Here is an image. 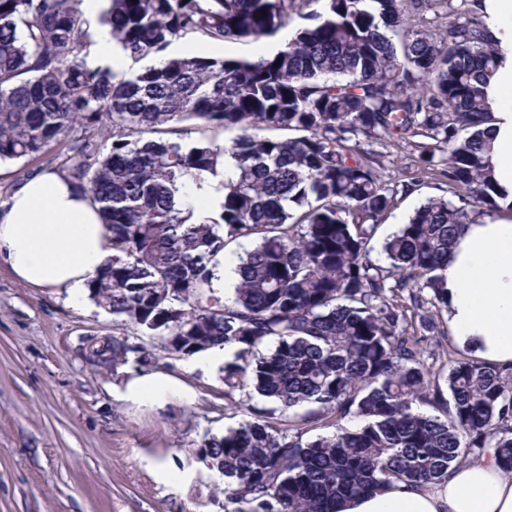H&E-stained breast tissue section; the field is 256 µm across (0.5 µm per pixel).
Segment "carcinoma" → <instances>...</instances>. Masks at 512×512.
<instances>
[{"mask_svg":"<svg viewBox=\"0 0 512 512\" xmlns=\"http://www.w3.org/2000/svg\"><path fill=\"white\" fill-rule=\"evenodd\" d=\"M108 2L92 19L73 0H0V161L66 147L112 232L93 295L112 289V315L164 337L172 354L194 355L173 336L234 351L224 396L246 420L203 453L224 471V512H336L384 485L439 484L490 450L512 472L509 375L471 359L443 375L426 360L433 319L421 316L426 336L408 329L407 313L447 305L442 267L472 217L430 199L385 239L389 266L375 263L379 223L410 185L383 182L349 145L427 138L419 158L440 166L450 193L512 212L485 131L508 54L487 20L460 0L437 41L407 26L403 0H323L305 14L318 0ZM297 16L311 24L253 61L184 55L117 72L82 54L95 25L141 60L187 36L272 37ZM234 128L230 146L210 140ZM95 134L112 140L107 153ZM226 156L235 172L221 213L190 221L177 198ZM243 239L255 247L238 256L226 299L214 261ZM255 394L277 408L255 407ZM303 404L335 417L336 433L305 441L280 428L275 412ZM351 415L364 424L341 426Z\"/></svg>","mask_w":512,"mask_h":512,"instance_id":"cac0c4a2","label":"carcinoma"}]
</instances>
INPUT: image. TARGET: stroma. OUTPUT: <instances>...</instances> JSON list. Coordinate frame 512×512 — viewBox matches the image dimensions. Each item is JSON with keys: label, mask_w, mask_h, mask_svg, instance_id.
Returning a JSON list of instances; mask_svg holds the SVG:
<instances>
[{"label": "stroma", "mask_w": 512, "mask_h": 512, "mask_svg": "<svg viewBox=\"0 0 512 512\" xmlns=\"http://www.w3.org/2000/svg\"><path fill=\"white\" fill-rule=\"evenodd\" d=\"M281 37L212 41L186 37L169 55L254 59ZM384 181L415 183L399 196L373 240L406 224L427 199L448 197L438 174L411 142L359 138ZM67 173L59 149L0 164V203L28 177ZM127 338L126 360L101 365L92 350L105 337ZM233 357L168 353L157 336L88 300L18 280L0 266V512H224V481L203 462V444L242 415L224 396Z\"/></svg>", "instance_id": "stroma-1"}]
</instances>
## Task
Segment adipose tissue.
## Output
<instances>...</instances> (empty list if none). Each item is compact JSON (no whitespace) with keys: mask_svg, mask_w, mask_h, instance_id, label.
<instances>
[{"mask_svg":"<svg viewBox=\"0 0 512 512\" xmlns=\"http://www.w3.org/2000/svg\"><path fill=\"white\" fill-rule=\"evenodd\" d=\"M493 178L512 192V112L493 113ZM231 159L193 184L182 199L194 216H215L224 202ZM112 256L97 209L68 177L53 171L26 179L0 206V264L25 283L87 302L91 279ZM449 340L488 366L512 367V214L467 224L444 270ZM339 512H512V478L495 457L457 466L442 485L393 484L340 506Z\"/></svg>","mask_w":512,"mask_h":512,"instance_id":"obj_1","label":"adipose tissue"}]
</instances>
